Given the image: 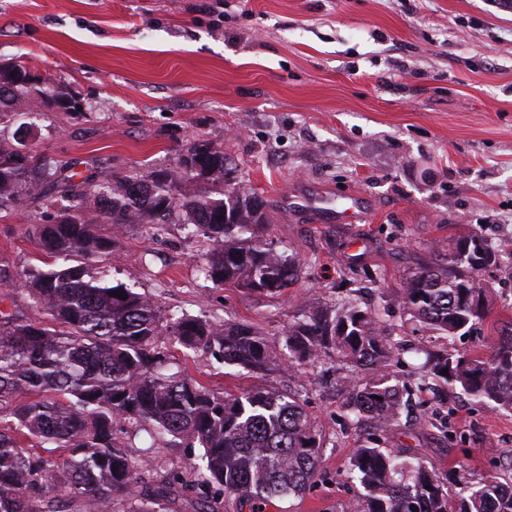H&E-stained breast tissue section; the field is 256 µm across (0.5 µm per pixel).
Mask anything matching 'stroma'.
<instances>
[{"mask_svg": "<svg viewBox=\"0 0 512 512\" xmlns=\"http://www.w3.org/2000/svg\"><path fill=\"white\" fill-rule=\"evenodd\" d=\"M67 88L77 112L45 110L33 156L86 176L82 190L173 166L203 141L223 149L233 186L263 200V237L299 259L282 294L214 287L206 239L185 224L123 229L94 273L153 296L164 315L245 322L277 351L300 303L348 296L379 307L402 349L390 371L408 411L383 433L344 417L343 370L327 359L250 372L171 346L177 368L217 392L267 389L303 402L323 440L321 475L266 512H336L361 488L353 448L373 440L433 466L451 492L512 462V414L427 377L428 354L483 353L512 325V8L501 0H0V62ZM51 197L0 209V310L40 322L21 277L49 268L30 227ZM464 231L501 252L479 271L494 288L485 321L447 341L406 311L401 285L429 250ZM127 454L172 483L170 512H194L199 447Z\"/></svg>", "mask_w": 512, "mask_h": 512, "instance_id": "stroma-1", "label": "stroma"}]
</instances>
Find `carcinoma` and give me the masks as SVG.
Here are the masks:
<instances>
[{
    "label": "carcinoma",
    "mask_w": 512,
    "mask_h": 512,
    "mask_svg": "<svg viewBox=\"0 0 512 512\" xmlns=\"http://www.w3.org/2000/svg\"><path fill=\"white\" fill-rule=\"evenodd\" d=\"M27 74L19 61L0 64V118L22 101L39 109ZM48 95L58 108L77 111L79 102L64 88L51 86ZM24 148L20 138L0 143V208L17 207L36 192L56 193L58 215L32 225V236L63 263L24 273L27 295L44 307L50 323L0 317V414L13 418L0 427V512H112L118 501L129 512H164L172 485L138 475L121 441L144 425L160 442L202 448L197 486L233 493L251 512L302 493L318 471L323 443L300 400L261 389L220 395L172 371L161 337L251 372L281 365L282 355L246 323L168 318L151 296L109 285L92 271L98 260L112 258L117 233L129 224L156 232L189 224L210 242L202 272L214 286L279 295L294 285L302 265L263 239V201L224 186V150L193 145L173 167L99 186L97 221L112 226L103 236L85 216L78 185L24 157ZM499 262L476 233L461 235L448 244L444 263H425L405 278L404 305L451 341L485 318L493 291L478 272ZM284 336L288 367L323 357L344 367L343 383L352 387L346 419L368 416L385 431L398 424L403 392L387 372L398 349L385 336L379 310L352 298L340 306L303 303ZM444 370L449 385L512 412V330L488 354L437 358L430 374ZM360 373L369 375L363 386L355 382ZM23 439L61 449L67 461L60 468L24 447ZM347 477L362 492L341 512H512L511 476L467 482L452 504L432 467L395 449H353Z\"/></svg>",
    "instance_id": "carcinoma-1"
}]
</instances>
